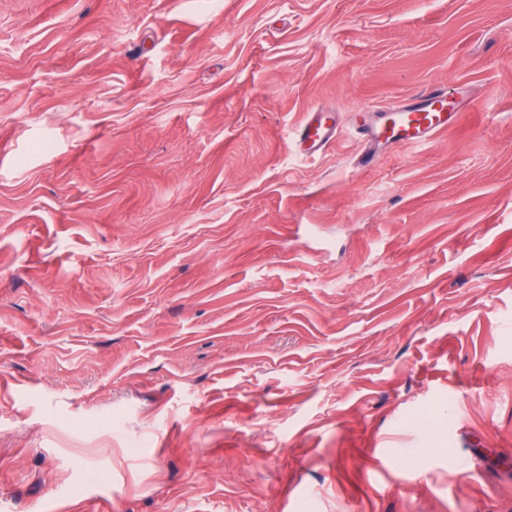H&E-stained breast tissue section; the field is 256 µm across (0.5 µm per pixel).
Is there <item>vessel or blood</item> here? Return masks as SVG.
<instances>
[{
	"label": "vessel or blood",
	"instance_id": "b4317fda",
	"mask_svg": "<svg viewBox=\"0 0 512 512\" xmlns=\"http://www.w3.org/2000/svg\"><path fill=\"white\" fill-rule=\"evenodd\" d=\"M460 110L457 99L446 87L436 85L422 91L411 102L394 104L387 109H363L352 117V126L360 136L364 151L361 164H370L379 149L388 143L400 146L422 145L447 130ZM338 118L333 111L306 113L298 129L300 148L315 154L329 148L336 140Z\"/></svg>",
	"mask_w": 512,
	"mask_h": 512
}]
</instances>
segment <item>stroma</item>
<instances>
[{
    "instance_id": "1",
    "label": "stroma",
    "mask_w": 512,
    "mask_h": 512,
    "mask_svg": "<svg viewBox=\"0 0 512 512\" xmlns=\"http://www.w3.org/2000/svg\"><path fill=\"white\" fill-rule=\"evenodd\" d=\"M80 503L512 512V0H0V512ZM460 110L459 101L448 98L443 85L422 91L411 102L394 104L386 110L362 109L352 116V126L364 144L360 162L370 164L387 143L422 145L448 129ZM338 117L331 110L307 112L298 129L300 148L307 154H315L329 148L336 140Z\"/></svg>"
}]
</instances>
